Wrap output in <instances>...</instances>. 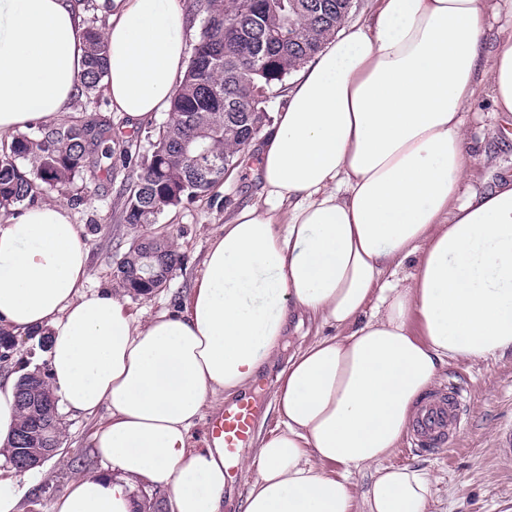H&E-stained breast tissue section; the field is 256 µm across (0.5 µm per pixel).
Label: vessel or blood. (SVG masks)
Segmentation results:
<instances>
[{
	"label": "vessel or blood",
	"mask_w": 512,
	"mask_h": 512,
	"mask_svg": "<svg viewBox=\"0 0 512 512\" xmlns=\"http://www.w3.org/2000/svg\"><path fill=\"white\" fill-rule=\"evenodd\" d=\"M469 393L460 383L430 389L421 399L408 427V441L425 454L443 452L452 444L467 416ZM259 409L255 400L240 398L226 405L209 423V437L224 451L226 464L238 461L248 446Z\"/></svg>",
	"instance_id": "1"
}]
</instances>
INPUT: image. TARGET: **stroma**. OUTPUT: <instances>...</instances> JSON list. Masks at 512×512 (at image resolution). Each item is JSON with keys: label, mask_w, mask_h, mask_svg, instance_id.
<instances>
[{"label": "stroma", "mask_w": 512, "mask_h": 512, "mask_svg": "<svg viewBox=\"0 0 512 512\" xmlns=\"http://www.w3.org/2000/svg\"><path fill=\"white\" fill-rule=\"evenodd\" d=\"M476 144L471 173L474 181L512 176V117L498 115L490 125L471 120ZM128 171L114 162L112 178L102 175L77 182L73 192L61 193L39 187L40 203L69 205L74 223L80 224L90 254V287L117 288L113 276L120 259L138 239L168 237L182 262L172 279L153 296L139 298L122 294L127 310L140 321L173 310L194 287L203 269L211 237L221 228L228 213L249 203L259 190V177L234 169L213 193L164 213L155 224H127L122 220L124 185ZM79 204H72V195ZM47 365V337L44 334L17 336L12 356L0 361V374L25 373ZM457 381L471 390L468 418L457 439L442 455H424L399 443L387 463L411 465L425 470L432 481L428 512H512V459L500 456L495 447L496 432L512 424V353L478 363L458 361L443 369L437 385ZM106 413L84 417L60 412V447L52 463L40 466V478L24 512H51L53 501L80 475L102 471L91 437Z\"/></svg>", "instance_id": "obj_1"}]
</instances>
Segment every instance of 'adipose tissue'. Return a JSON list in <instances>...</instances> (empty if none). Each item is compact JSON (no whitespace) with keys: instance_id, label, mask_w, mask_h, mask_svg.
I'll list each match as a JSON object with an SVG mask.
<instances>
[{"instance_id":"1","label":"adipose tissue","mask_w":512,"mask_h":512,"mask_svg":"<svg viewBox=\"0 0 512 512\" xmlns=\"http://www.w3.org/2000/svg\"><path fill=\"white\" fill-rule=\"evenodd\" d=\"M99 4L104 94L134 127L168 111L190 18L179 0ZM84 19L74 0H0V134L70 110ZM286 99L255 146L256 200L225 220L181 306L147 323L87 289L66 205L0 225V325L46 329L61 405L109 413L93 434L106 469L52 512H135L141 478L169 512H224V454L190 431L306 321L316 337L276 376L278 425L248 462L244 512H427V473L386 463L417 399L451 362L512 353V180L472 184L465 120L486 102L512 113V0H376ZM363 468L373 483L358 497L349 477Z\"/></svg>"}]
</instances>
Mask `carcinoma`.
Returning <instances> with one entry per match:
<instances>
[{
    "label": "carcinoma",
    "instance_id": "1",
    "mask_svg": "<svg viewBox=\"0 0 512 512\" xmlns=\"http://www.w3.org/2000/svg\"><path fill=\"white\" fill-rule=\"evenodd\" d=\"M201 0V33L169 120L125 192L126 224H156L165 211L204 197L224 180V159L242 163L253 126L270 120L268 102L293 71L343 26L352 0ZM236 21L224 30V18ZM82 37L86 71L79 97L91 99L105 74L106 45L92 20ZM112 127L96 118L49 121L0 145V211L33 202L37 184L64 188L87 174L112 177ZM150 242L175 269L165 237Z\"/></svg>",
    "mask_w": 512,
    "mask_h": 512
}]
</instances>
